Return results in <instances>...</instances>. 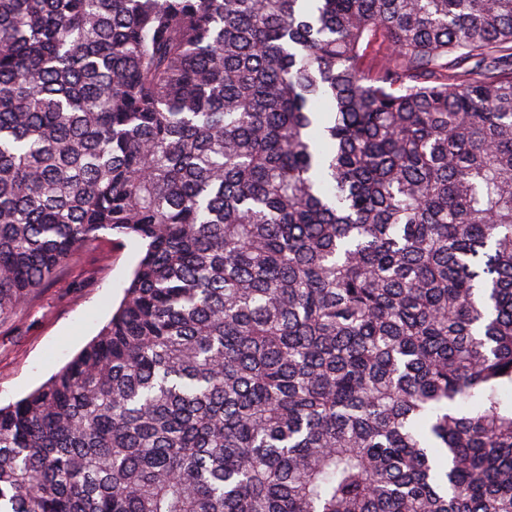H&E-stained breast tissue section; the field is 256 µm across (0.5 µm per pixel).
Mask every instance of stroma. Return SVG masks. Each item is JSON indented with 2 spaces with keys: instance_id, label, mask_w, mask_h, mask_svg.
I'll use <instances>...</instances> for the list:
<instances>
[{
  "instance_id": "1",
  "label": "stroma",
  "mask_w": 512,
  "mask_h": 512,
  "mask_svg": "<svg viewBox=\"0 0 512 512\" xmlns=\"http://www.w3.org/2000/svg\"><path fill=\"white\" fill-rule=\"evenodd\" d=\"M140 253L138 241L116 244L102 233L0 324L1 406L41 386L99 334L122 300Z\"/></svg>"
}]
</instances>
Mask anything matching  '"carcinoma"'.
<instances>
[{
    "mask_svg": "<svg viewBox=\"0 0 512 512\" xmlns=\"http://www.w3.org/2000/svg\"><path fill=\"white\" fill-rule=\"evenodd\" d=\"M0 512H512V0H0ZM137 240L102 232L77 260L0 324V405L26 396L93 340L112 318L140 257Z\"/></svg>",
    "mask_w": 512,
    "mask_h": 512,
    "instance_id": "cac0c4a2",
    "label": "carcinoma"
}]
</instances>
